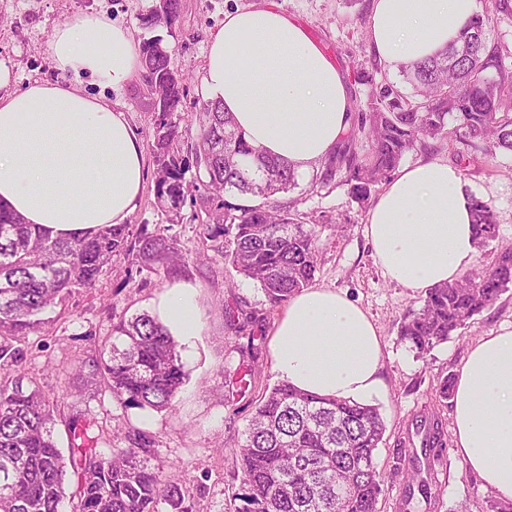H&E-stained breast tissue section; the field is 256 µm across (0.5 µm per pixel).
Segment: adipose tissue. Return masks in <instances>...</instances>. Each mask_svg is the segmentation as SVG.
<instances>
[{"instance_id":"ef3b65f1","label":"adipose tissue","mask_w":512,"mask_h":512,"mask_svg":"<svg viewBox=\"0 0 512 512\" xmlns=\"http://www.w3.org/2000/svg\"><path fill=\"white\" fill-rule=\"evenodd\" d=\"M478 7V0H373L370 46L389 65L430 57L458 38ZM48 50L64 82L18 90L0 63V206L54 237L126 223L143 190L144 152L111 96L140 73L134 35L104 15L79 14L52 30ZM200 84L251 147L298 173L327 158L351 123L344 76L277 0L225 12ZM365 232L384 275L413 290L454 280L477 255L461 175L439 159L397 173L369 210ZM156 313L191 344L200 319L190 284L166 290ZM271 351L279 377L303 392L361 402L385 389L378 328L336 290L293 297ZM452 403L457 454L498 498L512 500V332L469 348Z\"/></svg>"}]
</instances>
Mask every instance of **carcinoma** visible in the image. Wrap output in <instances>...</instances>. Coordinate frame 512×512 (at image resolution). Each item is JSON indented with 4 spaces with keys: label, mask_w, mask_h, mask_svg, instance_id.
I'll return each instance as SVG.
<instances>
[{
    "label": "carcinoma",
    "mask_w": 512,
    "mask_h": 512,
    "mask_svg": "<svg viewBox=\"0 0 512 512\" xmlns=\"http://www.w3.org/2000/svg\"><path fill=\"white\" fill-rule=\"evenodd\" d=\"M142 62L160 74L151 107L156 204L179 214L187 204L208 205L204 239L239 275L259 283L272 305L309 287L317 270L315 226H307L274 196L296 185L288 165L250 147L221 103L199 109L194 146L183 150L182 130L173 120L187 87L174 68V51L143 43ZM414 89L409 99L393 84H382L361 110V122L341 138L342 147L324 162V179L343 173L353 195L363 201L370 186L390 177L402 157L428 139L448 135V119L458 122L457 140L484 151L512 153V63L489 42L481 14L464 26L460 38L434 56L402 66ZM369 152L359 159V141ZM205 178L190 184V168ZM226 193L249 198L250 205L223 199ZM478 244L497 236L491 205L471 198ZM118 256L140 267L178 273L184 258L177 240L148 231L143 224H106L91 235L53 238L33 224L0 210V477L10 486L0 493V512H190L182 486L168 483L150 464L148 441L126 431L133 446L98 451L102 434L91 423L72 418L69 457L54 440L58 401L37 387L23 385L12 371L24 358L20 337L42 329L41 315L78 288H92ZM512 285V249L453 283L426 289L420 309L398 326L400 339L419 354L446 342L467 321ZM224 315L240 331L257 317L224 305ZM90 384L103 383L125 407L168 409L185 372L170 332L142 313L120 320L112 340L99 346L89 363ZM253 365L239 367L237 391L253 386ZM386 431L378 409L369 404L304 393L283 381L258 404L235 449L242 474L243 505L236 512H377L384 477L376 452ZM441 445L439 422L429 420L422 447ZM76 488L67 493L68 473Z\"/></svg>",
    "instance_id": "cac0c4a2"
}]
</instances>
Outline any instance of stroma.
<instances>
[{"mask_svg": "<svg viewBox=\"0 0 512 512\" xmlns=\"http://www.w3.org/2000/svg\"><path fill=\"white\" fill-rule=\"evenodd\" d=\"M154 2L0 0V62L10 67L19 88L35 80L60 81L63 75L47 52L53 28L79 13H106L131 28L137 42L158 39L174 50L175 63L188 86L178 112L180 126L187 138H195V115L205 99L199 78L210 37L223 25L225 11L258 8L266 0H182L181 16L172 25L148 23ZM279 2L345 75L354 109L364 108L372 91L384 83L410 93L400 67L380 62L369 45L372 0ZM121 101L143 149H150L154 139L151 98L143 80L129 84ZM427 159L445 160L458 167L466 192L487 201L493 209L498 236L478 250L476 265L490 263L500 248L512 246V155L469 153L463 144L443 138L406 153L401 164L406 167ZM146 169L142 194L129 221L176 237L185 255L181 271L173 278L162 268L141 269L127 259L115 258L95 288L76 290L64 303L45 312L43 329L27 336L22 344L25 355L18 371L44 395L62 398L55 421L60 450H67L69 422L79 414L105 432L106 438L98 446L105 455L116 446L113 432L133 427L150 442L151 465L165 480L185 487V503L192 512H234L236 496L242 491V474L233 462L232 450L256 402L279 381L270 344L283 309L271 306L260 286L237 275L221 256L198 260L203 230L193 218V207H184L177 217L158 208L154 162H147ZM323 175L320 165L298 175L296 187L278 194L277 200L318 224L315 286L342 292L359 304L374 321L385 345L382 373L386 390L373 401L386 424L377 451L378 468L387 476L378 512H455L461 504L470 512H486L487 502L495 494L467 471L456 455L452 404L436 396L435 386L440 379L458 374L474 341L512 331V290L470 320L461 334L427 354H417L399 339L397 330L404 315L422 305L424 291L405 288L383 274L364 232L370 202L355 199L350 183L342 176L327 181ZM180 281L195 287L200 327L191 351L181 355L187 377L173 408L161 412L126 408L108 390L85 385L77 369L111 335L113 323L135 313L153 312L159 295ZM228 303L247 313L257 312L260 322L253 324L251 332L236 331L224 315ZM251 343L256 346V384L241 395L232 391L231 382L243 361L242 348ZM429 417L438 420L443 442L439 457L431 461L440 496L429 502L417 494L408 502L404 499L405 474L413 462L404 450L418 440L416 423Z\"/></svg>", "mask_w": 512, "mask_h": 512, "instance_id": "1", "label": "stroma"}]
</instances>
